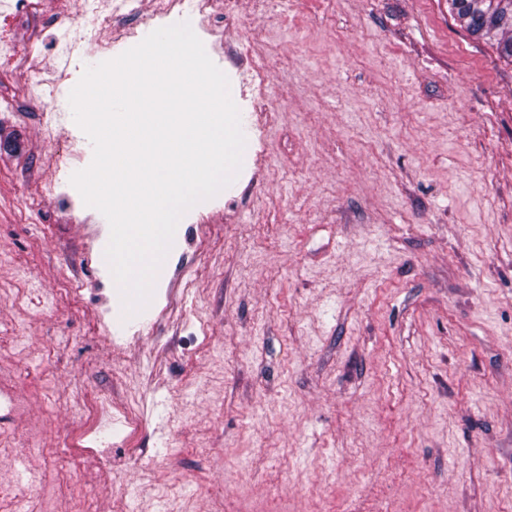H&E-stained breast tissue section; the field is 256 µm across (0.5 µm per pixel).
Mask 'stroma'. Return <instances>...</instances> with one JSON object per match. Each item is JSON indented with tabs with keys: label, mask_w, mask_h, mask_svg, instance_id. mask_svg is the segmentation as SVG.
Instances as JSON below:
<instances>
[{
	"label": "stroma",
	"mask_w": 512,
	"mask_h": 512,
	"mask_svg": "<svg viewBox=\"0 0 512 512\" xmlns=\"http://www.w3.org/2000/svg\"><path fill=\"white\" fill-rule=\"evenodd\" d=\"M228 31L263 28L267 118L240 102L248 190L231 183L170 258V309L116 325L117 284L41 178L55 136L93 147L68 96L26 88L61 65L41 27L22 72L0 73V384L30 403L17 447L112 459L54 485L71 512L124 494L166 512H512V65L448 0H237ZM54 131L45 133V117ZM79 279V294L65 279ZM134 408L129 447L98 407Z\"/></svg>",
	"instance_id": "1"
}]
</instances>
